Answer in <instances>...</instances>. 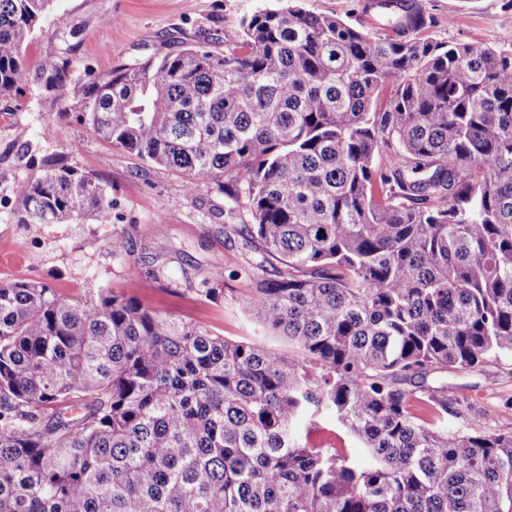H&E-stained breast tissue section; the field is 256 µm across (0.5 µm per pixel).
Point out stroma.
I'll list each match as a JSON object with an SVG mask.
<instances>
[{
  "instance_id": "stroma-1",
  "label": "stroma",
  "mask_w": 512,
  "mask_h": 512,
  "mask_svg": "<svg viewBox=\"0 0 512 512\" xmlns=\"http://www.w3.org/2000/svg\"><path fill=\"white\" fill-rule=\"evenodd\" d=\"M430 17L434 39L481 46L502 45L512 34V0H417ZM275 0H52L28 44L31 64L63 62L74 77L158 58L202 43L223 49L239 39L241 20ZM313 13L343 19L375 34L380 20L371 0H302ZM67 17L56 27L53 15ZM84 102L52 105L39 86L26 88L12 110L0 111V280L50 284L67 296L91 288L137 298L173 322L206 327L236 340L280 349L241 306L257 280L273 278L277 261L236 232L245 205L230 206L216 185L187 194L176 172L149 165L135 154L98 139L76 121ZM54 153L93 175L112 201L107 213L66 224H20L16 183L41 155ZM124 252L113 253V236ZM221 282L224 296L204 298ZM448 385L451 432L480 428L512 433V359L470 371L437 373Z\"/></svg>"
}]
</instances>
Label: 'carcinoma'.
Returning <instances> with one entry per match:
<instances>
[{
  "label": "carcinoma",
  "instance_id": "carcinoma-1",
  "mask_svg": "<svg viewBox=\"0 0 512 512\" xmlns=\"http://www.w3.org/2000/svg\"><path fill=\"white\" fill-rule=\"evenodd\" d=\"M51 0H0V104L32 82L110 145L246 199L282 270L247 313L293 353L137 299L0 282V512H512V434L448 433L437 369L512 356V39L439 42L415 0L371 35L299 0L83 82L32 68ZM20 224L102 214L56 154ZM330 415L362 445L312 448Z\"/></svg>",
  "mask_w": 512,
  "mask_h": 512
}]
</instances>
